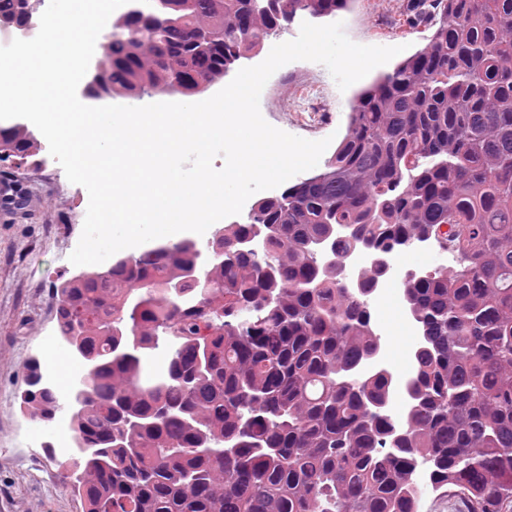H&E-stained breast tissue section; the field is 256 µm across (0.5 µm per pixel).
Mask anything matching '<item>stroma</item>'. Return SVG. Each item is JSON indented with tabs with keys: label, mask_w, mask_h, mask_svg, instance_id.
I'll return each mask as SVG.
<instances>
[{
	"label": "stroma",
	"mask_w": 512,
	"mask_h": 512,
	"mask_svg": "<svg viewBox=\"0 0 512 512\" xmlns=\"http://www.w3.org/2000/svg\"><path fill=\"white\" fill-rule=\"evenodd\" d=\"M408 2L391 0V13L382 15L376 0H351L337 17L355 43L406 45L415 51L432 31L404 24ZM314 70L328 91L331 123L322 134L342 139L358 88L339 91L326 67L318 64ZM41 172L15 156L0 160V184L24 197L18 206L0 195V512H83L79 497L62 485L58 459L45 451L31 462L17 442L18 430L30 422L21 408L25 368L40 359L44 333L56 328L54 287L75 271L69 256L87 211L79 202L83 186L61 191Z\"/></svg>",
	"instance_id": "1"
}]
</instances>
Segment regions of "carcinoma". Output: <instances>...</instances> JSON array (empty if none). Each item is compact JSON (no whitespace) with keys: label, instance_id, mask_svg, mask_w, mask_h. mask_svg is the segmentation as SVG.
<instances>
[{"label":"carcinoma","instance_id":"1","mask_svg":"<svg viewBox=\"0 0 512 512\" xmlns=\"http://www.w3.org/2000/svg\"><path fill=\"white\" fill-rule=\"evenodd\" d=\"M350 2L153 0L106 43L112 95L211 86L297 14ZM28 21L27 0H0V27ZM428 23L426 46L357 95L323 171L205 251L143 249L56 287L87 379L68 414L89 441L69 461L84 512H417L420 460L467 512L512 505V0H412L405 24ZM0 144L22 157L34 135L0 125ZM436 235L460 266L402 282L421 345L395 426L377 411L388 377L361 374L380 346L365 292L336 286L316 249L388 258ZM162 333L175 345L150 373ZM22 403L66 412L39 386Z\"/></svg>","mask_w":512,"mask_h":512}]
</instances>
